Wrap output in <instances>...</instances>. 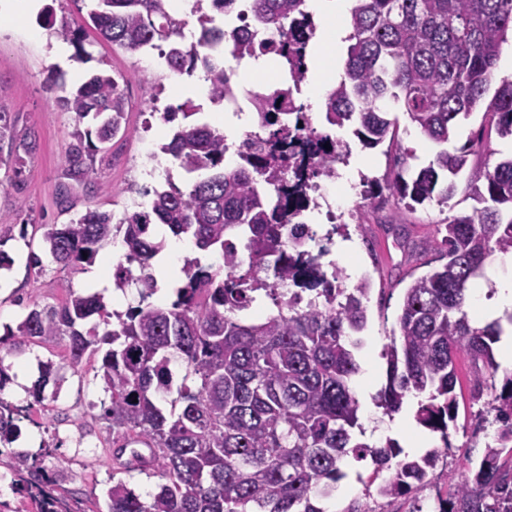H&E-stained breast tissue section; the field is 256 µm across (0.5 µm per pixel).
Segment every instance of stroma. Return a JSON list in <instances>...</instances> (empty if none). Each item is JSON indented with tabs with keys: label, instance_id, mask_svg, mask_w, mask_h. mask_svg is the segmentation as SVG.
Here are the masks:
<instances>
[{
	"label": "stroma",
	"instance_id": "stroma-1",
	"mask_svg": "<svg viewBox=\"0 0 512 512\" xmlns=\"http://www.w3.org/2000/svg\"><path fill=\"white\" fill-rule=\"evenodd\" d=\"M54 29L43 26L36 13H14L0 18V109L10 112L19 128L37 136V149L27 160L21 175L10 166L0 164V250L13 260L10 269L0 272V333L16 326L36 305L57 304L68 292H100L108 310L125 311L137 305L136 289L124 294L97 289L92 267L63 269L53 263L44 268L27 265L29 252L43 253L44 233L51 224L67 223L70 217L89 209L123 214L136 201L130 186H145L143 171L150 164L147 150H159L174 133L176 126L158 117L159 110L178 107L183 97L174 95L175 81L153 53H131L116 49L95 33H88L84 46L88 61L81 63L79 75H72L50 55ZM97 68L119 73L129 103L128 134L117 140L112 154L102 164L101 179L110 185L103 192L98 185L66 181L64 152L74 130V116L55 100L46 84L50 73H57L67 86L79 85L82 77ZM333 137L349 142L354 156L363 163L370 178L386 182L392 176L393 158L398 147L415 150L418 164H425L435 151L430 142L418 137L406 117L398 119L397 144L383 143L373 149L361 148L351 128H333ZM24 200L23 212L14 203ZM467 175L456 180L455 195L449 206L430 204L407 208L396 205L387 191H380L368 207H360L358 198L337 199L336 231L332 258L343 269L353 270L355 278L368 279L371 293L368 323L361 335L363 346L358 353V381L368 388L359 394L360 420L363 425L380 429L381 440L394 438L393 424L405 425L409 432L429 435L440 462L427 488L418 498H399L395 512H410L413 503H421L423 512H433L438 492L453 488L463 472L465 459L479 461L487 436L495 426L488 421L485 402L473 397L469 383L470 363L459 358V383L456 387L459 415L456 428L448 439L427 434L416 424L413 414L415 398H407L399 414L389 416L378 407L375 397L386 382L384 351L397 330L405 287L440 260L436 252L420 254L413 243L434 236L437 225L449 216L471 211ZM100 356L85 355L82 372H60L56 399L45 407L28 409L27 395L17 394L13 386L0 391V397L23 408L19 425L27 451L38 452L42 443L59 434L62 448L55 451V462L67 473L64 497L73 512H95L106 501L112 484V435L105 423L95 419L91 406L103 397L102 387L94 378ZM345 474L329 497L322 499L326 512H346L355 501L376 507L375 498L366 496L365 480L372 472L370 461L345 457L341 462Z\"/></svg>",
	"mask_w": 512,
	"mask_h": 512
}]
</instances>
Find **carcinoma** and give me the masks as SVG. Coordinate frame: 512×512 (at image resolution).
<instances>
[{"instance_id":"cac0c4a2","label":"carcinoma","mask_w":512,"mask_h":512,"mask_svg":"<svg viewBox=\"0 0 512 512\" xmlns=\"http://www.w3.org/2000/svg\"><path fill=\"white\" fill-rule=\"evenodd\" d=\"M252 31L214 25V14H233L238 0H194L197 39L184 41L188 21L174 0H95L83 23L61 20L59 37L70 42L83 61L85 29L131 52L156 50L170 73L204 72L208 99L224 102L229 91L224 60L204 48L240 60L268 47L257 41L266 31L283 36L276 55L289 81L305 78L306 56L316 25L306 0H250ZM344 75L327 93L324 119L332 127H353L362 148L394 139L398 111L427 141L437 146L429 162L412 169L396 164L388 194L408 207L444 205L455 192L454 178L468 156L483 148L470 141L448 149L459 122L478 108L489 116L496 134L512 140V80L490 90L502 45L512 33V0H352ZM57 102L76 121L99 120L95 130L75 129L65 150L66 174L96 183L97 161L125 132L127 102L118 80L105 69L79 86L61 83ZM265 145L224 165L227 139L206 123H189L192 112L166 109L162 119L178 130L161 147L190 176L185 187L168 183L155 189L149 204L117 217L88 209L45 232L46 252L64 267L92 263L106 245L122 237L124 261L112 267L117 289L134 284L142 301L123 313H110L98 294L70 292L65 301L33 308L0 337L10 353L32 342L65 349L64 365L80 372L85 354L103 352L100 380L109 401L97 419L112 427V474L152 473L165 480L143 498L125 481L112 482L107 512H324L317 498L345 477L340 462L348 455L370 458V483L377 496L393 499L419 492L439 462L437 451L411 458L394 440L382 446L356 439L364 433L360 403L352 379L360 371V333L368 322L370 283H350L330 264L323 268L308 249L304 214L306 193L285 192L288 163L300 137L313 142V173L336 177L334 163L348 157L342 143L313 126L306 112L288 111V89L257 103ZM331 149L324 148V145ZM0 163L22 172L34 151L35 135L18 134L9 113L0 111ZM472 211L448 218L437 229L441 239L419 248L437 250L441 267L415 278L405 288L398 336L386 350L387 381L377 405L393 415L406 398H417L416 423L448 441L449 424L458 417L456 359L473 366L475 396L489 392L487 413L498 428L480 462L464 465L465 476L449 498L438 497L435 512H512V372L496 387L498 364L492 344L501 324L476 327L466 310L475 283L485 278L487 260L512 251V156L488 161L472 171ZM168 233L187 238L200 251L224 255V267L203 266L187 258L185 280L169 305L150 298L157 282L150 261L165 246ZM246 242L251 261L233 250ZM275 279L296 290L284 292L261 280ZM263 290L276 310L246 320L240 313ZM98 317L89 328L82 326ZM181 361L192 384L172 390V359ZM53 361L42 364L29 390L28 408L43 405L45 388L56 378ZM22 410L0 398V446L18 432ZM51 446L40 453L15 454L14 490L24 493L31 476L51 486L61 474L45 465ZM389 475L380 478V473Z\"/></svg>"}]
</instances>
